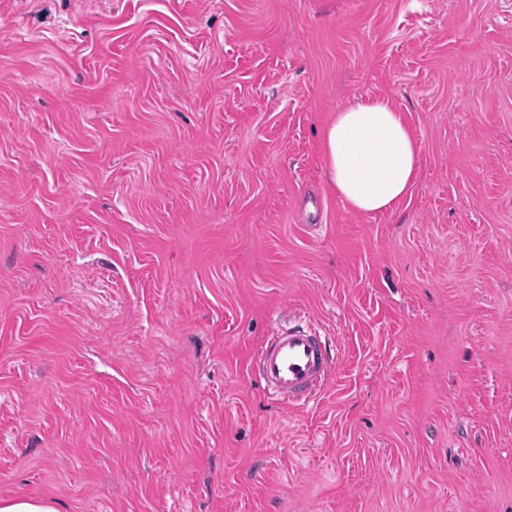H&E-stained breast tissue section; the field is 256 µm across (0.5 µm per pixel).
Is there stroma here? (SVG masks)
Listing matches in <instances>:
<instances>
[{"instance_id":"35a3bbf8","label":"stroma","mask_w":512,"mask_h":512,"mask_svg":"<svg viewBox=\"0 0 512 512\" xmlns=\"http://www.w3.org/2000/svg\"><path fill=\"white\" fill-rule=\"evenodd\" d=\"M419 177L350 212L320 131ZM335 375L253 372L287 321ZM512 512V0H0V499ZM329 190L349 209L375 214L410 195L419 174V146L405 115L388 99L336 112L321 133ZM328 343L303 327L277 329L257 353L255 369L289 407L308 405L333 375Z\"/></svg>"}]
</instances>
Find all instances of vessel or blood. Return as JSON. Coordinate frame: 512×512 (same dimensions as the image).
Wrapping results in <instances>:
<instances>
[{"instance_id": "b4317fda", "label": "vessel or blood", "mask_w": 512, "mask_h": 512, "mask_svg": "<svg viewBox=\"0 0 512 512\" xmlns=\"http://www.w3.org/2000/svg\"><path fill=\"white\" fill-rule=\"evenodd\" d=\"M255 369L268 389L293 408L317 399L333 375L327 342L302 327L266 337Z\"/></svg>"}]
</instances>
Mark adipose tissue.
<instances>
[{"instance_id": "obj_1", "label": "adipose tissue", "mask_w": 512, "mask_h": 512, "mask_svg": "<svg viewBox=\"0 0 512 512\" xmlns=\"http://www.w3.org/2000/svg\"><path fill=\"white\" fill-rule=\"evenodd\" d=\"M329 190L349 209L375 214L410 195L419 174V146L405 115L384 98L336 112L321 133Z\"/></svg>"}]
</instances>
